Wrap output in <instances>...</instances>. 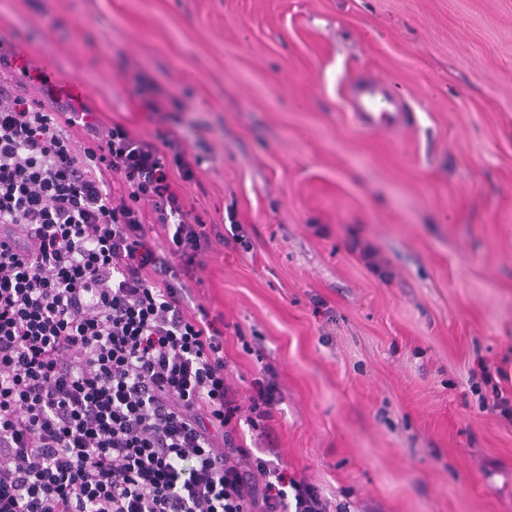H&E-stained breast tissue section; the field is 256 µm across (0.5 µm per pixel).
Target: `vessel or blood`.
<instances>
[{
  "instance_id": "b4317fda",
  "label": "vessel or blood",
  "mask_w": 512,
  "mask_h": 512,
  "mask_svg": "<svg viewBox=\"0 0 512 512\" xmlns=\"http://www.w3.org/2000/svg\"><path fill=\"white\" fill-rule=\"evenodd\" d=\"M349 105L356 125L366 132L394 135L410 123L407 104L401 94L382 79L350 86Z\"/></svg>"
}]
</instances>
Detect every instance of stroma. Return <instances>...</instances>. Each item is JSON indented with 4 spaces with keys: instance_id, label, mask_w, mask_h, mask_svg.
Returning <instances> with one entry per match:
<instances>
[{
    "instance_id": "1",
    "label": "stroma",
    "mask_w": 512,
    "mask_h": 512,
    "mask_svg": "<svg viewBox=\"0 0 512 512\" xmlns=\"http://www.w3.org/2000/svg\"><path fill=\"white\" fill-rule=\"evenodd\" d=\"M0 38L139 137L176 134L209 224L190 303L224 318L241 409L278 373L282 470L329 512H512V0H0ZM376 75L412 121L354 123ZM162 102L150 112L148 101ZM369 245L365 263L357 246Z\"/></svg>"
}]
</instances>
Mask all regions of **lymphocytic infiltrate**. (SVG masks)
<instances>
[{"mask_svg": "<svg viewBox=\"0 0 512 512\" xmlns=\"http://www.w3.org/2000/svg\"><path fill=\"white\" fill-rule=\"evenodd\" d=\"M176 172L173 134L83 100L0 107V512H327L239 437L223 331L189 305L224 237Z\"/></svg>", "mask_w": 512, "mask_h": 512, "instance_id": "obj_1", "label": "lymphocytic infiltrate"}]
</instances>
